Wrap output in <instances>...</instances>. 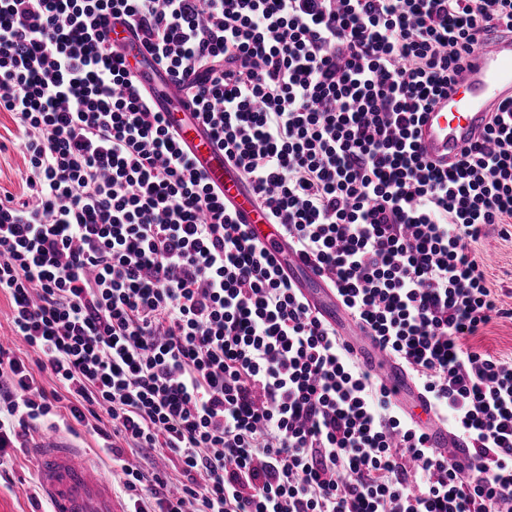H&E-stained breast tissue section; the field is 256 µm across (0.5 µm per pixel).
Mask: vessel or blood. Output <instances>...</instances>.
Instances as JSON below:
<instances>
[{
    "instance_id": "vessel-or-blood-1",
    "label": "vessel or blood",
    "mask_w": 512,
    "mask_h": 512,
    "mask_svg": "<svg viewBox=\"0 0 512 512\" xmlns=\"http://www.w3.org/2000/svg\"><path fill=\"white\" fill-rule=\"evenodd\" d=\"M110 37L124 53L127 68L151 92L176 131L179 147L193 157L210 186L223 195L225 206L235 212L238 222L247 225L271 253L287 257L289 267L304 266V259L293 254L279 226L271 223L267 212L242 187L211 132L195 118L192 103L169 76L144 64L145 51L132 31L115 24ZM511 102L512 35H491L472 54L468 67L447 94L437 97L423 113L417 136L423 157L445 167L454 165L463 148L481 140L490 112ZM308 279L310 286L303 294L309 304L326 320L335 321V309L319 302L320 296L334 294L325 276L312 269ZM358 343L354 355L359 362L385 377L397 396L411 391L413 384L401 365L378 347L370 346L368 337H360ZM414 406L425 416L423 426L430 444L449 449L453 456H464V445L453 439L446 423L435 417L422 395H415ZM33 453L38 460V489L50 502L52 512H126L123 502L112 494L111 481L101 475L95 462L73 440L57 433L46 434L37 440Z\"/></svg>"
}]
</instances>
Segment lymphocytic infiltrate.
Instances as JSON below:
<instances>
[{"instance_id": "lymphocytic-infiltrate-1", "label": "lymphocytic infiltrate", "mask_w": 512, "mask_h": 512, "mask_svg": "<svg viewBox=\"0 0 512 512\" xmlns=\"http://www.w3.org/2000/svg\"><path fill=\"white\" fill-rule=\"evenodd\" d=\"M134 31L355 325L469 444L447 455L237 223L108 39ZM512 0H0V469L41 418L94 428L132 512H512V360L474 245L512 223V105L456 166L420 117ZM51 372L45 391L36 374ZM175 456L168 479L124 447ZM21 130L11 112H0V193L20 196L27 191V160L20 146ZM469 344L498 357L512 359V318L493 320L471 338Z\"/></svg>"}]
</instances>
